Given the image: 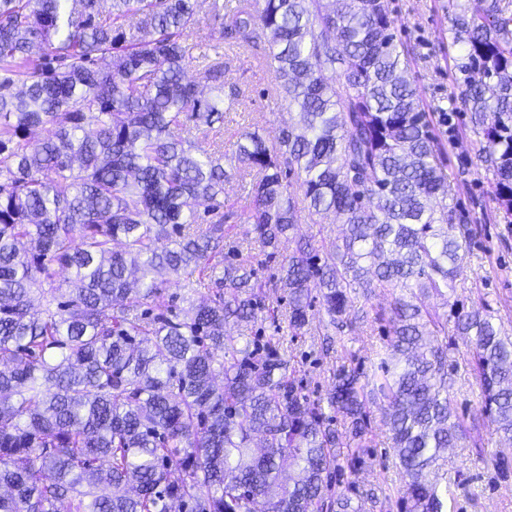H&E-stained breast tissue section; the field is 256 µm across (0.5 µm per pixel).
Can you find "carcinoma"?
Masks as SVG:
<instances>
[{"label":"carcinoma","instance_id":"obj_1","mask_svg":"<svg viewBox=\"0 0 512 512\" xmlns=\"http://www.w3.org/2000/svg\"><path fill=\"white\" fill-rule=\"evenodd\" d=\"M484 2L451 19L464 89L449 111L471 113L512 224V0ZM201 12L213 26L194 56ZM393 26L388 0H0V512H347L332 476L364 450L343 464L337 449L366 434L376 403L403 512H447L439 471L464 433L448 397L450 317L512 440V338L483 301L423 304L448 300L478 227L448 204L444 145ZM239 47L299 120L275 141L254 130L207 148L198 131L237 102L224 57ZM233 175L250 177L251 202L226 213ZM332 215L336 240L299 239L280 265L288 330L311 329L316 300L340 331L354 328L353 295L393 302L375 317L388 324L381 374L363 384L341 369L323 401L270 340L227 331L266 304L224 224L249 225L272 259L295 225Z\"/></svg>","mask_w":512,"mask_h":512}]
</instances>
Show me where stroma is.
Listing matches in <instances>:
<instances>
[{
    "label": "stroma",
    "mask_w": 512,
    "mask_h": 512,
    "mask_svg": "<svg viewBox=\"0 0 512 512\" xmlns=\"http://www.w3.org/2000/svg\"><path fill=\"white\" fill-rule=\"evenodd\" d=\"M470 10L481 7L480 0H389L395 20L394 33L411 56V69L419 97L430 112L440 138H451L446 173L457 189V199L467 207L479 232L465 254L456 288L447 299H427L428 307L443 309L445 301L471 304L486 301L496 319L512 337V224L503 223L492 198L493 175L480 162L476 152L477 136L470 115L457 112L452 123L442 120L450 97L460 92L455 59L460 49L452 43L450 19L457 2ZM227 79L240 96L234 109L224 116L221 135L225 147H232L248 126H256L268 139L296 119L276 93L271 73L253 51L241 47L227 56ZM280 289H268L266 303L272 312L258 320L265 338L276 343L288 362V373L300 382L311 398L325 397L333 374L341 368L358 369L362 379H371L377 370L387 338L376 321L377 312L388 308L387 293L369 296L356 294L348 309L355 331L333 333L332 344H325L319 328L323 314L312 307V328L294 336L284 330L287 302ZM452 347L448 353V395L457 416L468 432L447 457L448 512H512V477L502 478L488 463L489 457L512 459V442L498 432L486 414L479 389L467 365L468 343L449 330ZM367 455L357 472L345 474L343 483L359 490L381 486L389 497L377 502L363 501L362 512H400L397 503L403 480L392 449L391 435L382 420L380 406L370 408Z\"/></svg>",
    "instance_id": "1"
}]
</instances>
